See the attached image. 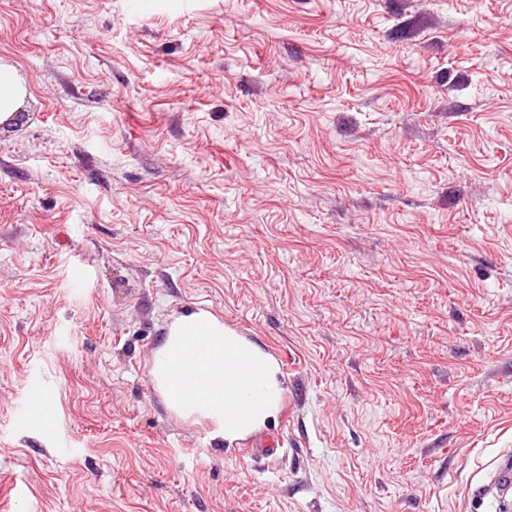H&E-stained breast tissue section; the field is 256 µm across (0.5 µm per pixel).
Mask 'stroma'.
<instances>
[{
  "label": "stroma",
  "instance_id": "obj_1",
  "mask_svg": "<svg viewBox=\"0 0 512 512\" xmlns=\"http://www.w3.org/2000/svg\"><path fill=\"white\" fill-rule=\"evenodd\" d=\"M132 10L0 0L27 114L0 129V502L498 512L472 492L512 457V0ZM199 310L277 360L283 460L154 388Z\"/></svg>",
  "mask_w": 512,
  "mask_h": 512
}]
</instances>
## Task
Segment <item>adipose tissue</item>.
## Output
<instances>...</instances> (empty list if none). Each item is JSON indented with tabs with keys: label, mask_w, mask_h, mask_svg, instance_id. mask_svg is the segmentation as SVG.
Wrapping results in <instances>:
<instances>
[{
	"label": "adipose tissue",
	"mask_w": 512,
	"mask_h": 512,
	"mask_svg": "<svg viewBox=\"0 0 512 512\" xmlns=\"http://www.w3.org/2000/svg\"><path fill=\"white\" fill-rule=\"evenodd\" d=\"M203 344H194V337ZM153 378H165L186 396L180 412L212 421L214 436L243 438L274 421L283 392L273 357L199 311L178 319L154 354Z\"/></svg>",
	"instance_id": "ef3b65f1"
}]
</instances>
